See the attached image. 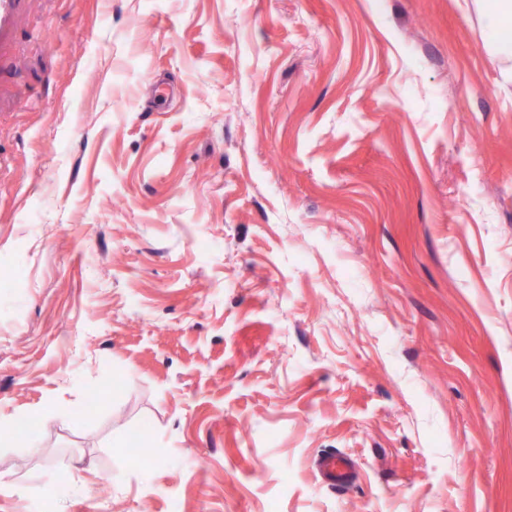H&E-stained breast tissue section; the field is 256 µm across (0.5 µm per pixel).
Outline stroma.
I'll return each instance as SVG.
<instances>
[{
  "mask_svg": "<svg viewBox=\"0 0 512 512\" xmlns=\"http://www.w3.org/2000/svg\"><path fill=\"white\" fill-rule=\"evenodd\" d=\"M503 68L470 0H25L0 512H512ZM318 470L324 481L332 486L346 483L352 476L349 462L334 454L321 457L318 461Z\"/></svg>",
  "mask_w": 512,
  "mask_h": 512,
  "instance_id": "stroma-1",
  "label": "stroma"
}]
</instances>
